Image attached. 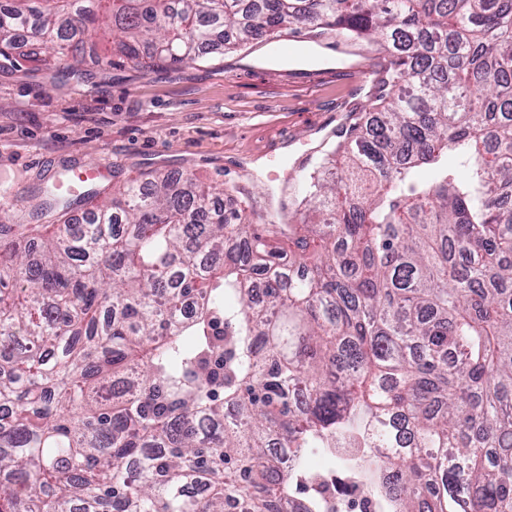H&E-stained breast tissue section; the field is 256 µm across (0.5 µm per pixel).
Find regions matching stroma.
Instances as JSON below:
<instances>
[{
  "label": "stroma",
  "instance_id": "1",
  "mask_svg": "<svg viewBox=\"0 0 512 512\" xmlns=\"http://www.w3.org/2000/svg\"><path fill=\"white\" fill-rule=\"evenodd\" d=\"M33 47L0 69V224L29 223L39 188L96 160L116 181L183 173L223 187L225 211L244 210L277 247L272 225L312 221L303 175L363 117L384 57L366 39L286 29L207 63L146 73L101 57L51 81Z\"/></svg>",
  "mask_w": 512,
  "mask_h": 512
}]
</instances>
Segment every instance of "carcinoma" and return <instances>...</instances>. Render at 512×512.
<instances>
[{"instance_id":"1","label":"carcinoma","mask_w":512,"mask_h":512,"mask_svg":"<svg viewBox=\"0 0 512 512\" xmlns=\"http://www.w3.org/2000/svg\"><path fill=\"white\" fill-rule=\"evenodd\" d=\"M110 2L13 0L0 59L33 32L76 75L102 25L153 71L295 25L385 64L286 263L191 177L0 225V512H321L293 479L357 434L386 512H512V0Z\"/></svg>"}]
</instances>
